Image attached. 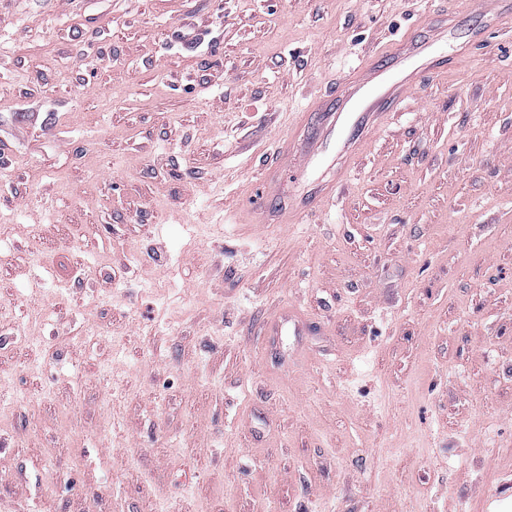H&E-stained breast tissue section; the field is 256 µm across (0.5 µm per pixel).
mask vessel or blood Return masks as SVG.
<instances>
[{
    "label": "vessel or blood",
    "mask_w": 512,
    "mask_h": 512,
    "mask_svg": "<svg viewBox=\"0 0 512 512\" xmlns=\"http://www.w3.org/2000/svg\"><path fill=\"white\" fill-rule=\"evenodd\" d=\"M473 4L478 15L492 25L512 19V0H473ZM444 67L433 43L421 37L410 39L386 58L366 62L345 77L337 100L311 99L307 109L320 115L321 130L298 144L284 140L273 162L261 167L266 202L251 209L253 223H283L329 201L336 194L338 179L348 175L350 161L361 152L366 130L381 128L386 115L400 108L421 78L438 75ZM295 148L326 174L312 179L303 193L287 197L280 171Z\"/></svg>",
    "instance_id": "1"
}]
</instances>
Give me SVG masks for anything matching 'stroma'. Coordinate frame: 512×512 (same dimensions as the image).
I'll return each instance as SVG.
<instances>
[{
  "instance_id": "1",
  "label": "stroma",
  "mask_w": 512,
  "mask_h": 512,
  "mask_svg": "<svg viewBox=\"0 0 512 512\" xmlns=\"http://www.w3.org/2000/svg\"><path fill=\"white\" fill-rule=\"evenodd\" d=\"M446 14L0 0V512H512V24L335 198L236 221L307 100Z\"/></svg>"
}]
</instances>
